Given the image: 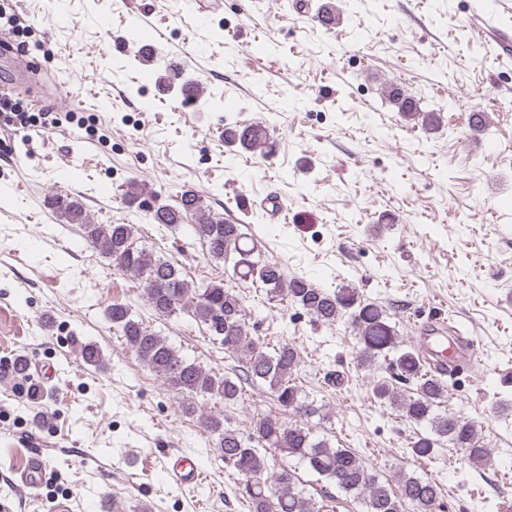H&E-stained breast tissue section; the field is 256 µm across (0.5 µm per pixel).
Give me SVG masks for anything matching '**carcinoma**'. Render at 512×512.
<instances>
[{"label":"carcinoma","mask_w":512,"mask_h":512,"mask_svg":"<svg viewBox=\"0 0 512 512\" xmlns=\"http://www.w3.org/2000/svg\"><path fill=\"white\" fill-rule=\"evenodd\" d=\"M224 143L265 153L271 152L274 145L262 123L224 128ZM49 204L67 223L79 225L89 246L109 258L115 270L142 286L143 297L159 316L169 317L181 309L192 313L206 326L211 339L241 363V374L218 377L135 320L128 307L113 304L107 309L112 326L120 330L136 358L161 379L184 414L202 419L221 457L248 480L243 498L251 504V512H335V506L311 497L292 470L268 472L262 452L269 448L297 458L320 477L335 483L345 496L359 502L364 512H436L439 488L431 480L401 470L392 484L366 467L351 450L333 448L327 441L313 438L304 427L288 424L277 416L252 420L249 430L243 433L225 426L223 414L201 412L200 399L235 403L244 381L268 386L285 412L308 411L305 398L294 384L293 375L299 365L296 349L285 341L271 352L264 350L260 338L249 335L242 300L232 289L221 281L190 287L182 269L135 245L132 225L90 224L80 203L64 196L52 197ZM152 218L166 226L193 221L211 259L232 262L237 279L258 282L273 297L287 293L318 323L330 325L349 316L359 336L360 365L376 368L380 359L387 358L390 369L395 371L391 379L381 377L375 381L374 397L397 406L403 417L427 429L426 435L413 442V454L430 456L435 446L446 441L461 450L469 463L486 464L488 450L478 444L473 423L440 411L454 388L451 371L438 372L426 365L420 350L402 348L383 308L361 303L356 289L349 285L328 292L302 277L287 278L281 264L261 258L257 245L248 242L240 225L212 216L193 190L181 194L177 207H157ZM398 380L413 383L412 392L400 394L394 386Z\"/></svg>","instance_id":"carcinoma-1"}]
</instances>
